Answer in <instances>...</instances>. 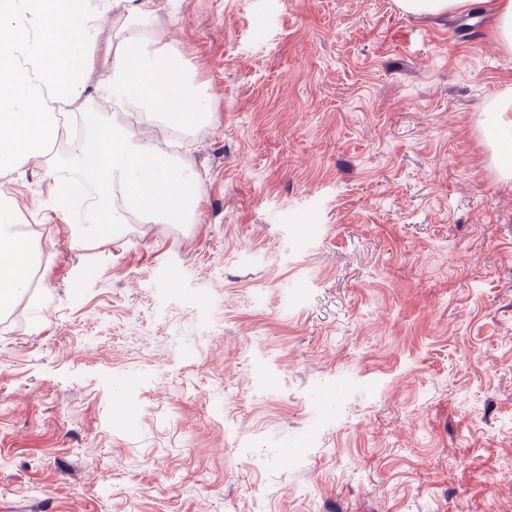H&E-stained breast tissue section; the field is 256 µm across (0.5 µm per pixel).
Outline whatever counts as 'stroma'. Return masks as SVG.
<instances>
[{
  "label": "stroma",
  "instance_id": "35a3bbf8",
  "mask_svg": "<svg viewBox=\"0 0 512 512\" xmlns=\"http://www.w3.org/2000/svg\"><path fill=\"white\" fill-rule=\"evenodd\" d=\"M156 6L212 98L168 151L198 215L77 245L69 144L0 175L39 255L0 313V512H512L492 15Z\"/></svg>",
  "mask_w": 512,
  "mask_h": 512
}]
</instances>
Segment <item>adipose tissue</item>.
Wrapping results in <instances>:
<instances>
[{"label": "adipose tissue", "instance_id": "adipose-tissue-1", "mask_svg": "<svg viewBox=\"0 0 512 512\" xmlns=\"http://www.w3.org/2000/svg\"><path fill=\"white\" fill-rule=\"evenodd\" d=\"M110 0H0V172L19 161L46 157L68 136L66 119L86 90L100 102L136 104L161 114L169 125L196 122L210 114L208 97L188 81L180 55L167 47L158 60L135 32L150 24L154 0H137L126 16L131 37L113 51L111 74L95 86L87 80L102 52L98 30ZM498 135L494 153L500 175L512 178V99L495 103ZM73 152L85 180L100 189V208L113 223L131 211L145 224L194 216L198 183L187 165H172L155 143L138 139L126 118L86 127ZM122 192L123 211L114 194ZM37 253L29 237L14 228L13 207L0 198V310L29 283Z\"/></svg>", "mask_w": 512, "mask_h": 512}]
</instances>
